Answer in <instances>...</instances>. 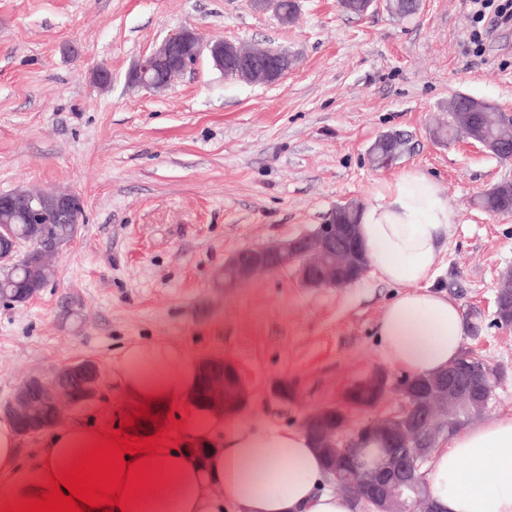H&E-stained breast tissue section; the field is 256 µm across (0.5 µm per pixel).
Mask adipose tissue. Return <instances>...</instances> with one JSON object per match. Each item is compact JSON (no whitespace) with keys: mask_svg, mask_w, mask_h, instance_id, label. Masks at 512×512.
Here are the masks:
<instances>
[{"mask_svg":"<svg viewBox=\"0 0 512 512\" xmlns=\"http://www.w3.org/2000/svg\"><path fill=\"white\" fill-rule=\"evenodd\" d=\"M357 232L379 279L399 290L378 323L386 361L412 375L447 369L464 327L455 301L427 287L454 232L436 183L408 170L378 187ZM199 377V362L180 347L141 346L121 358L124 396L160 410L166 430L132 512H351L348 498L326 490L324 459L303 430L244 424L199 403ZM109 434L90 414L51 427L24 457L13 424L0 421V507L42 491L49 472L71 468ZM428 484L436 512H512V418L452 435L432 455Z\"/></svg>","mask_w":512,"mask_h":512,"instance_id":"ef3b65f1","label":"adipose tissue"}]
</instances>
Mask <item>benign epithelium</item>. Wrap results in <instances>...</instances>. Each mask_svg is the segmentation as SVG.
Segmentation results:
<instances>
[{"label": "benign epithelium", "instance_id": "obj_1", "mask_svg": "<svg viewBox=\"0 0 512 512\" xmlns=\"http://www.w3.org/2000/svg\"><path fill=\"white\" fill-rule=\"evenodd\" d=\"M261 10H273L284 24L292 17L283 8L284 0H253ZM208 57L213 67L224 77L250 84L271 85L294 68L296 58L285 52L266 47L245 48L231 41H207L192 26H184L169 35L150 53L143 55L129 73L128 82L148 91H163L178 74L192 68L202 57ZM495 108L493 102L462 94L449 105L448 111L458 116L456 127L471 143L500 159H512V142L489 145L481 138L483 114ZM79 194L61 190L50 195L19 189L0 195V211L22 213L39 232L38 250L21 258L19 253H0V267L16 268L20 260L43 258L58 252L63 242L49 236L48 222L72 221V232H77L80 218L74 216L73 204ZM352 235V226L339 224L336 215L318 225L314 232L284 242L236 253L225 265L224 288L232 289L264 273L293 269L300 282L308 288H344L367 272L370 260L357 247L343 250L345 239ZM497 316L512 314V280L499 278L496 286ZM203 385L213 407L231 408L241 404L248 394L243 376L220 357H209L201 362ZM495 373L488 362L474 354L464 353L448 367V371L424 377L426 391L418 392L417 377L396 376L378 368L359 380L361 385H373L379 398L373 405H355L348 386L336 401V406L348 413L364 416L359 424L344 426L339 435L319 438L321 450L329 455L331 477L336 486L346 490L360 482L367 497L362 502L369 512H397L396 504L404 490L417 486L420 468L427 461L434 444L419 443L420 419L418 413L444 407L448 418L436 429L435 435L448 437L459 427L454 411L461 407L467 418L475 420L489 407ZM100 381L98 365L90 360L63 364L53 376L30 378L17 388L9 402V416L18 427L19 437L26 439L51 425H57L67 410L91 401ZM274 397L298 405L300 392L294 382L283 378L275 387ZM333 405L311 407L305 410L302 427L311 433L321 417ZM381 437L392 444L370 459H359L360 446ZM361 460L362 472L358 478L350 476L346 464Z\"/></svg>", "mask_w": 512, "mask_h": 512}]
</instances>
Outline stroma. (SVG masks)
<instances>
[{"label": "stroma", "instance_id": "obj_1", "mask_svg": "<svg viewBox=\"0 0 512 512\" xmlns=\"http://www.w3.org/2000/svg\"><path fill=\"white\" fill-rule=\"evenodd\" d=\"M190 24L207 40L288 50L297 65L263 86L204 59L164 92L130 88L136 60ZM473 27L463 0H422L404 21L382 6L358 18L337 0H299L287 25L250 0H0V194L72 189L84 207L50 284L0 301V406L22 380L91 360L98 395L73 416L93 409L119 425L130 403L116 363L155 343L239 367L242 423L299 427V410L270 401L271 383L299 380L304 405H325L385 366L377 327L396 288L372 270L346 288H306L285 270L226 292L217 275L235 252L310 232L417 169L454 219L429 285L458 304L463 351L498 375L489 418L512 417V326L495 315L512 213L475 204L512 181V161L430 135L462 93L512 116V25L479 45ZM388 133L408 149L378 169L370 149Z\"/></svg>", "mask_w": 512, "mask_h": 512}]
</instances>
